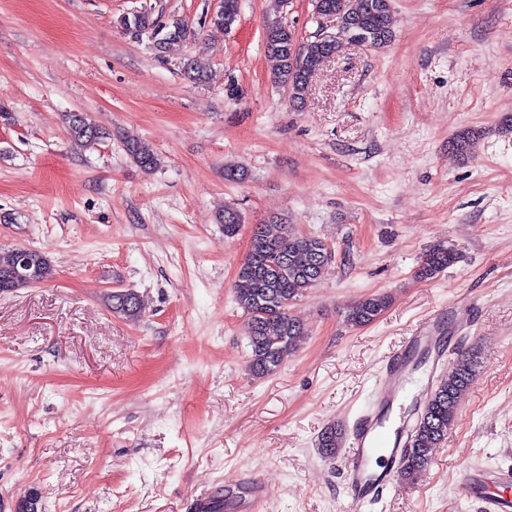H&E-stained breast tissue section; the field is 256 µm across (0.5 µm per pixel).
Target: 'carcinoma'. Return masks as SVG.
Wrapping results in <instances>:
<instances>
[{"instance_id":"obj_1","label":"carcinoma","mask_w":512,"mask_h":512,"mask_svg":"<svg viewBox=\"0 0 512 512\" xmlns=\"http://www.w3.org/2000/svg\"><path fill=\"white\" fill-rule=\"evenodd\" d=\"M324 15H342L340 29L320 39L298 44L294 28L276 20L265 31L266 49L274 61V83L285 88L289 101L300 104L306 97L309 76L327 58L339 54L344 46L357 40L376 48L393 37L392 0H314ZM240 0H223L221 9L209 22L215 27L230 30L240 15ZM118 24L134 39L148 36L158 54L165 58L179 56L183 75L194 83L209 78L208 65L184 54L187 44L197 36L188 23L178 17L166 22L144 9L122 16ZM67 135L81 148L91 149L105 138V132L96 126L85 112L65 115ZM478 139V133L459 131L449 147L460 155L469 156ZM127 156L141 170L150 173L160 165V158L152 145L141 139L124 142ZM224 226V237L237 236L241 214L226 208L219 215ZM25 248H0V292L30 288L54 278L55 269L48 256L32 252V266L25 276H16ZM457 253L445 244L430 247L422 257L418 270L420 278L429 280L438 276L456 262ZM332 261L331 249L320 239L296 233L288 224H255L252 226L248 252L239 266L233 293L237 306L247 317L250 355L248 367L257 377L276 374L284 357L294 351L304 336L301 323L289 313V307L324 275ZM105 308L129 321L143 317L140 296L131 290H112L104 294ZM389 306L385 295L368 296L347 308L346 320L355 327L372 323ZM476 374L475 356L458 355L448 378L441 381L428 398L418 419L410 448L404 457L400 476L410 480L427 468L432 452L448 435L458 405L469 390ZM341 430L334 425L325 427L318 439L323 455L333 458L338 451Z\"/></svg>"}]
</instances>
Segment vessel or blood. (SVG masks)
<instances>
[{
	"label": "vessel or blood",
	"mask_w": 512,
	"mask_h": 512,
	"mask_svg": "<svg viewBox=\"0 0 512 512\" xmlns=\"http://www.w3.org/2000/svg\"><path fill=\"white\" fill-rule=\"evenodd\" d=\"M442 322L441 316L431 315L386 355L375 397L354 421L346 440L347 452L340 465L346 512H359L363 505L395 490L410 427L394 424V411L407 399L424 405L442 380ZM491 480L502 487V494H487L486 484ZM457 487L462 497L478 505L480 512H512L510 467L491 477L481 467H465L458 474Z\"/></svg>",
	"instance_id": "vessel-or-blood-1"
}]
</instances>
